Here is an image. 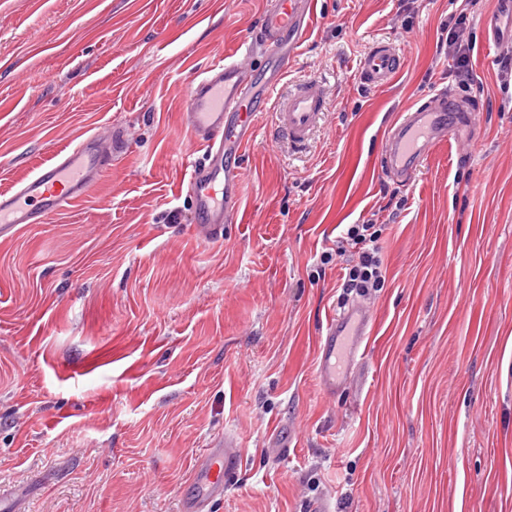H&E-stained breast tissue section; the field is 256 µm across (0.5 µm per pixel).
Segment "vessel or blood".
Listing matches in <instances>:
<instances>
[{
	"mask_svg": "<svg viewBox=\"0 0 512 512\" xmlns=\"http://www.w3.org/2000/svg\"><path fill=\"white\" fill-rule=\"evenodd\" d=\"M316 10L317 0H267L258 40L241 44L239 53L201 72L191 87L185 121L202 159L190 172L187 195L194 222L206 237L221 236L239 214V176L255 139L253 118L278 94L284 62L301 49ZM482 24L489 41L511 37L512 0H499L497 11L484 16ZM403 66L402 52L380 42L361 59L359 77L366 85L380 87L396 78ZM326 110L321 83L300 82L279 109L278 132L293 145H302ZM467 112L464 101L449 104L443 92L401 112L389 141L387 170L409 179L438 144L447 142L450 126H464ZM111 158L109 139L83 136L75 147L1 190L0 236L13 234L21 224L42 223L82 197ZM373 330L370 312L360 305L328 318L317 347L318 378L328 397L347 387ZM242 466V450L234 436L214 439L194 464L182 512H210L213 503L223 499L225 488L239 479Z\"/></svg>",
	"mask_w": 512,
	"mask_h": 512,
	"instance_id": "vessel-or-blood-1",
	"label": "vessel or blood"
}]
</instances>
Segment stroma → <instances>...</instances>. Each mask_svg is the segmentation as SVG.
<instances>
[{
	"instance_id": "1",
	"label": "stroma",
	"mask_w": 512,
	"mask_h": 512,
	"mask_svg": "<svg viewBox=\"0 0 512 512\" xmlns=\"http://www.w3.org/2000/svg\"><path fill=\"white\" fill-rule=\"evenodd\" d=\"M497 6L470 5L477 92L448 70L451 0H319L286 81L324 80L325 119L298 153L259 114L214 241L190 220L183 114L263 0H0V190L80 134L112 140L84 198L0 238V512H180L224 433L243 472L211 512H512V43L481 25ZM377 41L405 67L373 88L358 65ZM441 90L470 125L399 181L390 126ZM392 202L383 288L342 295L334 240ZM357 303L375 335L331 399L315 341Z\"/></svg>"
}]
</instances>
